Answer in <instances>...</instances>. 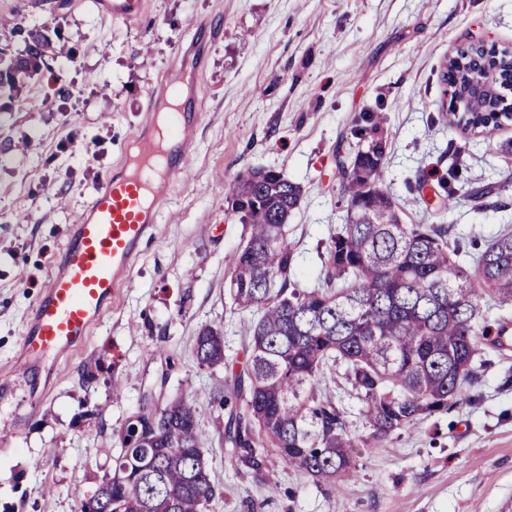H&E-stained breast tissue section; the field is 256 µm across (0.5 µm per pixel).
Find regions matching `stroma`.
<instances>
[{
    "label": "stroma",
    "instance_id": "obj_1",
    "mask_svg": "<svg viewBox=\"0 0 512 512\" xmlns=\"http://www.w3.org/2000/svg\"><path fill=\"white\" fill-rule=\"evenodd\" d=\"M1 15L58 31L62 49L0 111V512H78L143 401L179 396L196 399L208 441L218 493L206 512H512V304L488 310L462 400L363 449L331 489L275 456L268 475L239 470L217 430L226 411L210 399L246 358L227 296L245 237L225 185L247 169L304 188L288 221L304 288L346 210L336 147L353 143L367 111L386 118L385 179L404 223H432L454 165L458 183L498 202L467 198L449 213L460 263L512 228L501 153L512 120L490 139L449 122L439 81L458 44L512 48V0H146L134 23L100 15L95 0H0ZM178 67L203 115L157 238L84 343L23 370L26 324L76 213ZM204 325L223 327L224 365L199 367Z\"/></svg>",
    "mask_w": 512,
    "mask_h": 512
}]
</instances>
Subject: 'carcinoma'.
<instances>
[{
	"label": "carcinoma",
	"mask_w": 512,
	"mask_h": 512,
	"mask_svg": "<svg viewBox=\"0 0 512 512\" xmlns=\"http://www.w3.org/2000/svg\"><path fill=\"white\" fill-rule=\"evenodd\" d=\"M54 50L41 27L26 30L25 48L0 49V93L19 91L20 79L42 70ZM464 65H448L441 82L463 96L468 72L486 62L489 94L466 99L465 126L491 133L497 79H512V51L457 48ZM354 130L359 146L342 167L348 205L331 236L316 283L295 281V249L288 221L304 194L301 184L264 167L238 175L227 199L246 233L230 260L229 294L244 324L246 363L219 381L214 398L235 406L219 432L237 465L260 474L266 450L288 467L327 485L356 469L358 449L384 445L394 433L459 402L473 380L472 361L489 326L481 302H512V230L475 257L458 263L450 224H404L389 191L383 161L388 142L382 117L366 112ZM199 365L224 364V329L202 326L195 337ZM343 377L362 403L366 438L333 396L325 376ZM196 399L177 398L161 408L142 404L119 435L112 470L79 512H205L216 495Z\"/></svg>",
	"instance_id": "carcinoma-1"
}]
</instances>
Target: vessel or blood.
I'll use <instances>...</instances> for the list:
<instances>
[{"label":"vessel or blood","instance_id":"b4317fda","mask_svg":"<svg viewBox=\"0 0 512 512\" xmlns=\"http://www.w3.org/2000/svg\"><path fill=\"white\" fill-rule=\"evenodd\" d=\"M144 0H100L99 8L127 22ZM200 112L173 113L167 130L148 125L137 150L107 177L74 222L36 303L22 342L25 368L82 343L112 300L160 220V205L185 169Z\"/></svg>","mask_w":512,"mask_h":512}]
</instances>
